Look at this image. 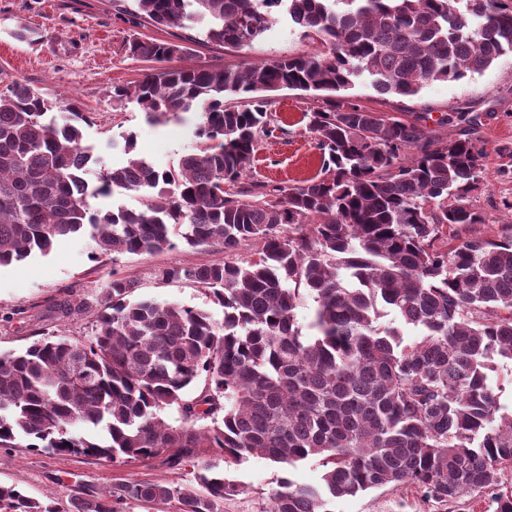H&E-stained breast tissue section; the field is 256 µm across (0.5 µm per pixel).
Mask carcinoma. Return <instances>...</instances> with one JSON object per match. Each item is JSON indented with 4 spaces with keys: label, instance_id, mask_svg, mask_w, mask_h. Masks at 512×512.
I'll return each mask as SVG.
<instances>
[{
    "label": "carcinoma",
    "instance_id": "carcinoma-1",
    "mask_svg": "<svg viewBox=\"0 0 512 512\" xmlns=\"http://www.w3.org/2000/svg\"><path fill=\"white\" fill-rule=\"evenodd\" d=\"M285 11L312 49L245 67H161L112 99L154 119L198 114L197 145L160 170L125 140L126 164L100 170L82 145L85 112L12 81L0 90V266L84 235L93 252L220 246L224 262L161 269L204 289L224 313L132 299L114 277L88 343L63 336L0 353V448H43L127 463L196 467L197 486L128 481L75 512L172 504L224 512L241 488L227 467L252 457L294 467L320 458L319 487L283 478L269 512H332L339 498L411 485L438 503L489 497L512 512V413L490 372L512 363V224L494 233L475 201L489 160L512 175V143L440 136L414 112L368 110L343 92L367 80L411 98L482 74L512 54V0H133L157 26L201 27L244 49ZM170 61L177 44L134 40ZM321 97L305 113L316 176L247 179L269 132L268 93ZM136 193L139 207L90 200ZM255 245L256 258L239 249ZM316 303L303 332L296 309ZM389 308L416 339L377 324ZM176 407L180 423L164 412ZM0 512H56L0 485Z\"/></svg>",
    "mask_w": 512,
    "mask_h": 512
}]
</instances>
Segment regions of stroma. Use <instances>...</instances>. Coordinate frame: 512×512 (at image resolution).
Instances as JSON below:
<instances>
[{
  "label": "stroma",
  "mask_w": 512,
  "mask_h": 512,
  "mask_svg": "<svg viewBox=\"0 0 512 512\" xmlns=\"http://www.w3.org/2000/svg\"><path fill=\"white\" fill-rule=\"evenodd\" d=\"M21 26L37 31L38 42L19 41L15 31ZM134 39L186 45V52L173 60L181 67L241 66L310 49L283 14L254 47L233 49L203 41L194 29L154 26L119 11L113 0H0V88L20 80L50 98L75 96L89 119L83 127V143L91 147L100 166L125 162L124 140L130 134L137 153L157 168H169L194 146L197 115L188 112L167 122H152L136 104L112 101L109 90L138 81L151 67L130 54L128 46ZM351 95L371 110L425 112L432 119H445L442 131L451 137L467 128L459 113L478 112L483 121L480 139L512 140L511 54L483 74L429 84L410 100L379 96L366 82L357 84ZM271 98L270 132L259 144L250 178L288 185L315 176L321 156L303 115L316 106V98L287 88L272 92ZM223 260L222 248L185 245L153 254L96 259L89 239L59 240L47 255L0 267V353L23 351L41 334L91 341L97 332L94 303L115 275L136 281L135 298L206 309L222 319L221 307L206 291L183 281L158 280L155 272ZM323 472L315 458L292 468L250 458L227 472L241 492L225 501L224 512H267L278 480L285 477L316 485ZM131 479L186 486L194 481V469L172 472L156 460L114 464L79 454L0 448V483L40 501L53 500L57 512H72L76 499L111 493L116 484ZM334 512H494V508L486 498L465 496L439 504L424 499L413 487L388 486L337 499Z\"/></svg>",
  "instance_id": "35a3bbf8"
}]
</instances>
